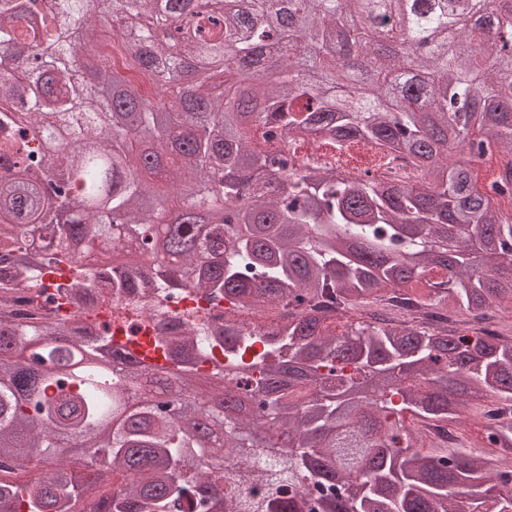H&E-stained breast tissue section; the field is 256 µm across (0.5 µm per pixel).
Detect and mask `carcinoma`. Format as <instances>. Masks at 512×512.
Returning <instances> with one entry per match:
<instances>
[{"instance_id":"1","label":"carcinoma","mask_w":512,"mask_h":512,"mask_svg":"<svg viewBox=\"0 0 512 512\" xmlns=\"http://www.w3.org/2000/svg\"><path fill=\"white\" fill-rule=\"evenodd\" d=\"M396 27L435 51L389 55ZM494 29L512 0H0V512H512V465L426 435L468 405L512 450V55ZM299 41L318 48L302 74L262 65ZM271 121L295 151L380 144L422 176L290 170L257 136ZM494 152L510 160L482 190ZM62 264L109 273L68 301L189 287L288 320L160 336L169 365L147 366L106 332L11 318L8 289ZM391 292L466 327L356 317Z\"/></svg>"}]
</instances>
